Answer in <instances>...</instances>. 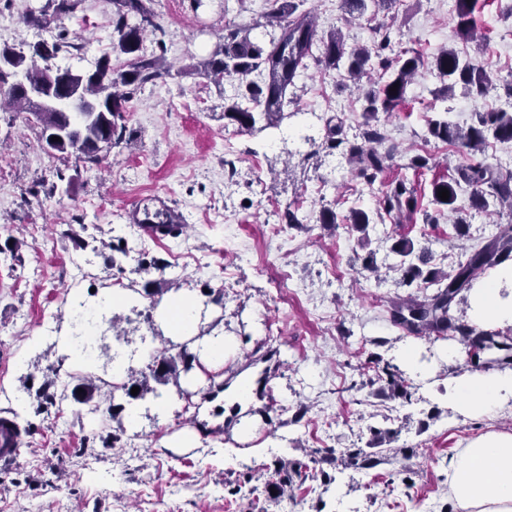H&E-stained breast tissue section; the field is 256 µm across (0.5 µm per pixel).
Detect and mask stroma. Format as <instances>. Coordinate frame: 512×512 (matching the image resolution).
Here are the masks:
<instances>
[{
	"instance_id": "obj_1",
	"label": "stroma",
	"mask_w": 512,
	"mask_h": 512,
	"mask_svg": "<svg viewBox=\"0 0 512 512\" xmlns=\"http://www.w3.org/2000/svg\"><path fill=\"white\" fill-rule=\"evenodd\" d=\"M46 2L0 0V48L63 34L71 48L60 66L89 70L105 55L125 63L110 0H83L72 14L27 26V9ZM296 2L320 34L341 30L355 46L390 27L400 32L395 51L416 50L425 62L400 111L380 120L403 154L375 180L312 147L326 119L351 141L364 121L356 85L321 66L297 80L298 113L280 128L249 134L225 119L238 81L218 87L196 68L224 26L260 22L263 0H154L160 29L143 50L163 55L171 74L130 101L126 142L100 166L61 165L42 149L38 126L0 108V418L24 429L20 455L0 457V512H455L448 459L480 434L512 432V398L471 418L453 396L459 378L512 365L394 323V301L428 290L389 269L399 238L449 272L512 224V213L493 209L472 216L462 239L453 218L435 213L432 182L457 177L465 159L427 125L445 107L427 64L445 46L474 57L495 85L482 99L457 93L459 124L478 111H512V0H486L477 45L454 34L456 0H396L370 21L344 14L341 0ZM419 155L427 167H412ZM397 179L414 187L416 206L380 214ZM354 206L376 214L368 237L323 223L324 210L342 216ZM290 207L298 223L270 239L269 225ZM143 209L175 213L182 233L147 236L133 220ZM370 255L374 273L362 268ZM148 288L160 300L179 291L198 303L203 290H223V305L197 315L192 333L224 337L232 351L223 364L156 384L155 395L109 394L116 369H143L145 346L160 350L173 337L163 321L141 317ZM106 291L124 299L91 335L90 371L105 381L94 399L115 405L102 427L89 424L88 405L47 397L78 370L64 346L78 303ZM265 357L274 404L253 399L226 412L225 392L257 376ZM389 364L407 396L383 378Z\"/></svg>"
}]
</instances>
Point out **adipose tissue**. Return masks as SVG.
<instances>
[{
	"label": "adipose tissue",
	"mask_w": 512,
	"mask_h": 512,
	"mask_svg": "<svg viewBox=\"0 0 512 512\" xmlns=\"http://www.w3.org/2000/svg\"><path fill=\"white\" fill-rule=\"evenodd\" d=\"M512 285V266L477 288L471 302L474 318L482 323L512 325V299L500 295ZM512 395V372L462 378L454 396L468 413L489 415ZM448 480L457 512H512V434L492 432L470 441L448 463Z\"/></svg>",
	"instance_id": "obj_1"
}]
</instances>
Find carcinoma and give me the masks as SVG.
<instances>
[{
  "label": "carcinoma",
  "instance_id": "1",
  "mask_svg": "<svg viewBox=\"0 0 512 512\" xmlns=\"http://www.w3.org/2000/svg\"><path fill=\"white\" fill-rule=\"evenodd\" d=\"M53 13L44 9L30 12L23 19L26 25L42 26L49 22V16L58 17L73 13L81 0H50ZM115 11L112 17L113 32L117 37L116 49L128 56L127 69L117 71L110 59L101 58L94 72L73 73V82L81 97L90 105L93 117L74 122L69 116L55 108H42L21 88L11 85L13 74H20L31 88L48 84L50 72L56 68L53 59L64 47L69 46L66 38L48 48L32 47L25 51L24 45L0 49V62H5L10 71L0 69V97L16 104L20 111L32 116L41 128V135L62 126H73L68 143L58 148L62 159L69 157L85 166H98L114 148L125 143V113L127 104L137 90L170 74L159 56L140 54L147 31L160 30L156 14L151 8L152 0H111ZM395 0H341L342 10L362 16L370 8L380 9L391 6ZM479 0H457L456 37L462 41L476 39L474 13ZM296 6L290 0H264L262 17L264 26L280 29L279 36H271L269 42L255 40V27H224V36L210 57L202 63L200 73L210 82L221 85L227 78H236L245 83L243 99L248 104L234 102L224 108V117L235 122L242 131H253L260 122L268 127L276 126L292 113L285 108L294 102L288 96V89L295 86L301 73L308 68L312 59L325 69L337 72L359 83L362 92V112L365 129L363 143H348L336 137V128H329L323 148L336 151L348 161L359 164L360 174L373 180L385 168V163L397 151L388 144V138L381 126L375 123L377 114H392L406 101L408 87L419 74L424 62L413 50L392 61L385 51L392 47L391 31L385 30L381 39L370 45L349 47L340 31L326 36L318 33L315 17L310 12L294 15ZM432 71L440 79L442 87L437 96L443 99L454 97L457 85H462L466 94L482 98L493 88L492 80L473 60H463L452 48L441 50L432 64ZM257 74L260 82L248 80ZM451 109L443 115L428 120V132L435 138L457 144L465 156L460 179L436 180L432 184L431 204L439 213L448 211L455 217L460 236H465L467 218L474 213L487 211L492 206L512 211V172L502 173L486 162L484 152L489 140L512 142V112L491 111L475 113V120L463 127L449 118ZM446 189L449 198L441 200L438 192ZM414 189L403 180L392 182L383 196L384 208L391 212L414 207ZM343 220L366 235L372 224L370 213L362 208H353ZM391 251L400 257L393 270L402 273L406 285L422 282L437 286V291L425 300L408 298L392 306V319L399 324H410L417 331L436 333L450 332L467 344L471 337L489 350L504 352L503 360L512 359V337L498 332L484 331L476 325L454 317L451 304L463 291L471 287L473 280L487 270L512 261V225L499 231L482 248L472 252L466 263L459 265L454 273H444L427 267L424 253H415L413 242L396 240ZM196 354L189 343L176 345V353L156 356L147 365L149 374L133 376L121 385H111L110 398L121 391L131 396V389L139 387L137 397L145 398L154 392L148 384V377L164 381L169 377H180L193 368Z\"/></svg>",
  "mask_w": 512,
  "mask_h": 512
}]
</instances>
